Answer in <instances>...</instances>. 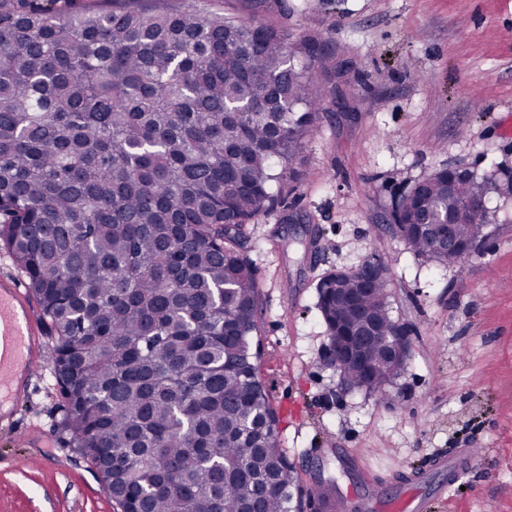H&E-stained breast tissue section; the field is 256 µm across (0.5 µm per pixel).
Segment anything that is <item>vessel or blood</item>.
Returning a JSON list of instances; mask_svg holds the SVG:
<instances>
[{
	"label": "vessel or blood",
	"instance_id": "1",
	"mask_svg": "<svg viewBox=\"0 0 512 512\" xmlns=\"http://www.w3.org/2000/svg\"><path fill=\"white\" fill-rule=\"evenodd\" d=\"M33 310L25 285L0 286V423L13 419V409L44 362Z\"/></svg>",
	"mask_w": 512,
	"mask_h": 512
}]
</instances>
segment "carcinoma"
<instances>
[{"instance_id": "cac0c4a2", "label": "carcinoma", "mask_w": 512, "mask_h": 512, "mask_svg": "<svg viewBox=\"0 0 512 512\" xmlns=\"http://www.w3.org/2000/svg\"><path fill=\"white\" fill-rule=\"evenodd\" d=\"M79 11L0 0V249L29 280L55 338L66 427L134 512H298V472L259 377L256 270L241 229L274 207L320 112L335 53L316 39L180 4ZM441 173L418 201L441 220L485 198ZM395 233L421 259L468 253ZM388 281L357 307L380 355L401 324Z\"/></svg>"}]
</instances>
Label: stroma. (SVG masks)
<instances>
[{"label":"stroma","instance_id":"35a3bbf8","mask_svg":"<svg viewBox=\"0 0 512 512\" xmlns=\"http://www.w3.org/2000/svg\"><path fill=\"white\" fill-rule=\"evenodd\" d=\"M242 18L316 37L353 68L347 109L323 112L295 180L244 228L257 271L259 376L302 488L335 481L339 512L403 498L418 512H512V194L486 198L490 239L460 267L423 263L386 220L393 197L445 166L512 170V0H214ZM379 256L411 353L384 391L346 388L325 360L316 285ZM0 427V512H120L63 427L50 370ZM460 448L475 466L449 488ZM440 465H432V458Z\"/></svg>","mask_w":512,"mask_h":512}]
</instances>
